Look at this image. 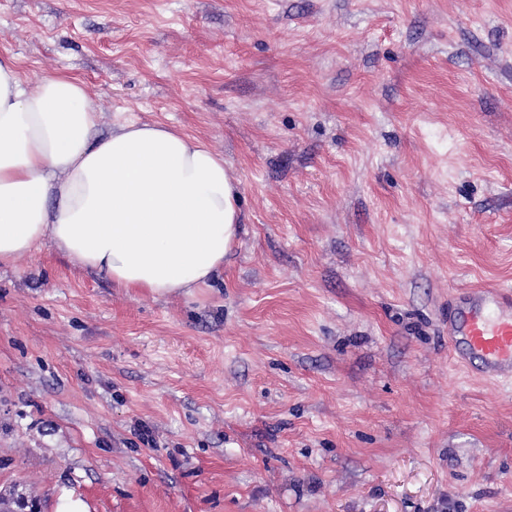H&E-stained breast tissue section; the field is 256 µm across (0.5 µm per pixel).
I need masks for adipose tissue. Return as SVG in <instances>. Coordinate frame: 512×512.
I'll list each match as a JSON object with an SVG mask.
<instances>
[{
	"instance_id": "ef3b65f1",
	"label": "adipose tissue",
	"mask_w": 512,
	"mask_h": 512,
	"mask_svg": "<svg viewBox=\"0 0 512 512\" xmlns=\"http://www.w3.org/2000/svg\"><path fill=\"white\" fill-rule=\"evenodd\" d=\"M97 127L80 78L33 84L0 55V265L46 245L128 291L210 286L240 231L223 155L159 123Z\"/></svg>"
}]
</instances>
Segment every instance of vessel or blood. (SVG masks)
Segmentation results:
<instances>
[{
  "instance_id": "1",
  "label": "vessel or blood",
  "mask_w": 512,
  "mask_h": 512,
  "mask_svg": "<svg viewBox=\"0 0 512 512\" xmlns=\"http://www.w3.org/2000/svg\"><path fill=\"white\" fill-rule=\"evenodd\" d=\"M507 294L483 288L452 304L448 313L451 344H465L486 374L512 386V311H506Z\"/></svg>"
}]
</instances>
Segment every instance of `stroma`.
<instances>
[{"label": "stroma", "mask_w": 512, "mask_h": 512, "mask_svg": "<svg viewBox=\"0 0 512 512\" xmlns=\"http://www.w3.org/2000/svg\"><path fill=\"white\" fill-rule=\"evenodd\" d=\"M100 133L223 154L242 231L152 297L0 267V496L55 512H512V388L448 308L512 294V0H0Z\"/></svg>", "instance_id": "stroma-1"}]
</instances>
